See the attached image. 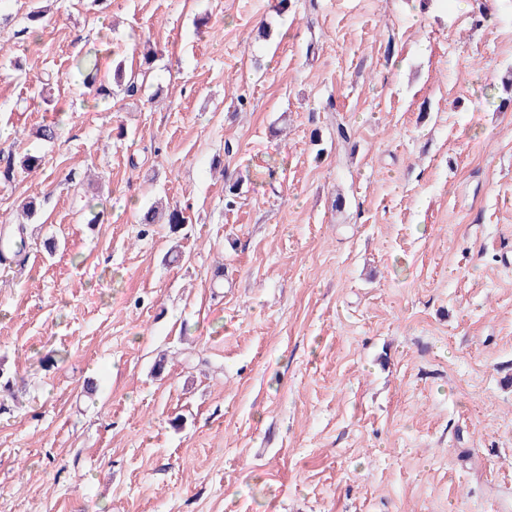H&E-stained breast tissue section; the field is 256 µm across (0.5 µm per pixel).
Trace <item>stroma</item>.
<instances>
[{
  "mask_svg": "<svg viewBox=\"0 0 512 512\" xmlns=\"http://www.w3.org/2000/svg\"><path fill=\"white\" fill-rule=\"evenodd\" d=\"M510 77L512 0H0V512H512ZM137 79L138 74L137 77L135 72H131L130 75H127L123 61L117 60L113 67L112 88L100 83L99 86L96 87V92L99 96L108 98L112 97V94L115 92L114 87H116L120 92L133 95L138 89Z\"/></svg>",
  "mask_w": 512,
  "mask_h": 512,
  "instance_id": "obj_1",
  "label": "stroma"
}]
</instances>
